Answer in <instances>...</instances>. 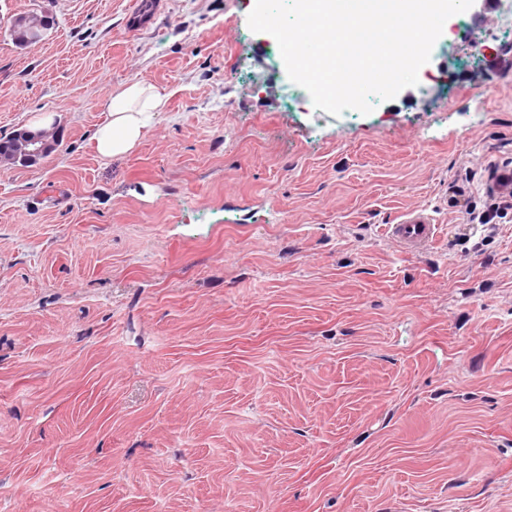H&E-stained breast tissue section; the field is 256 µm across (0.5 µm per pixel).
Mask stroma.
Returning <instances> with one entry per match:
<instances>
[{
  "label": "stroma",
  "instance_id": "stroma-1",
  "mask_svg": "<svg viewBox=\"0 0 512 512\" xmlns=\"http://www.w3.org/2000/svg\"><path fill=\"white\" fill-rule=\"evenodd\" d=\"M254 3L0 0V135L61 136L0 165V512H512V25L450 17L417 86L335 117ZM132 80L167 109L100 158ZM53 17L45 10L33 9L11 20L10 31L20 46H29L43 39L52 28ZM54 131H57L56 127L53 130L25 127L17 129L12 137H17L16 140L23 143L25 147L23 149V159L27 162H35L47 151L58 147L59 134L53 135L52 139L49 138ZM436 230L433 215L422 208L407 212L397 224L386 225L385 234L400 253L417 255L432 247Z\"/></svg>",
  "mask_w": 512,
  "mask_h": 512
}]
</instances>
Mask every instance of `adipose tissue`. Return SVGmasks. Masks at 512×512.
<instances>
[{
    "label": "adipose tissue",
    "instance_id": "1",
    "mask_svg": "<svg viewBox=\"0 0 512 512\" xmlns=\"http://www.w3.org/2000/svg\"><path fill=\"white\" fill-rule=\"evenodd\" d=\"M167 97L155 87L139 81L124 84L113 95L108 118L99 126L92 144L99 156L120 158L131 153L151 129Z\"/></svg>",
    "mask_w": 512,
    "mask_h": 512
}]
</instances>
